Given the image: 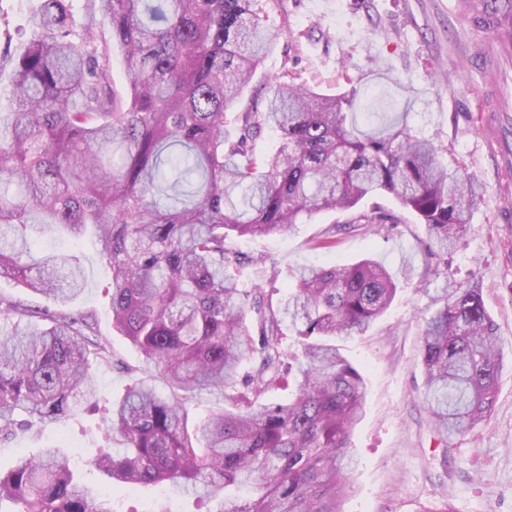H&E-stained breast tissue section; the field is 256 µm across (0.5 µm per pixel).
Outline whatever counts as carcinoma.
<instances>
[{"instance_id":"cac0c4a2","label":"carcinoma","mask_w":512,"mask_h":512,"mask_svg":"<svg viewBox=\"0 0 512 512\" xmlns=\"http://www.w3.org/2000/svg\"><path fill=\"white\" fill-rule=\"evenodd\" d=\"M40 32L14 71V106L0 124V277L60 304L45 326L0 332V437L54 423L83 404L103 409L106 447L90 464L119 486L168 482L213 512H342L348 432L366 380L337 345L391 306L393 275L363 258L299 268L278 301L244 287L238 269L264 263L231 237L291 231L313 214L345 216L336 235L424 225L435 260L427 284L466 232L475 191L441 149L395 121L376 133L348 123L357 90L326 94L270 80L264 110L226 111L279 33L257 0H87L82 36L68 0H42ZM123 51L125 99L112 90L109 45ZM282 146L259 154L264 130ZM392 197L399 210L379 199ZM91 234L111 277L112 328L140 353L127 362L90 312H71L85 284L67 254L32 259L28 232ZM425 321L421 363L429 413L443 439L472 431L493 408L502 366L482 288H444ZM33 316L0 293V321ZM288 320L296 350L283 346ZM131 378L100 407L89 361ZM170 387L161 396L145 373ZM286 388L288 402L264 403ZM222 405L189 420L202 393ZM18 512H112L76 480L68 456L47 448L0 473V503Z\"/></svg>"}]
</instances>
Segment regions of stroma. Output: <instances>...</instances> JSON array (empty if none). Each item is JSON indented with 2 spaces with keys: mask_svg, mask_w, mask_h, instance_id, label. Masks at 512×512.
<instances>
[{
  "mask_svg": "<svg viewBox=\"0 0 512 512\" xmlns=\"http://www.w3.org/2000/svg\"><path fill=\"white\" fill-rule=\"evenodd\" d=\"M41 0H0V117L12 105L13 62L37 38L31 17ZM274 26H287L254 76V84L290 72L296 82L326 92L357 89L356 112L408 111L414 134L432 140L449 167H461L476 188L467 234L448 257V272L429 289L404 279L406 267L422 271L424 228L399 225L393 235L361 232L337 235L321 249L316 241L340 216L320 212L290 232L269 238H236L239 251L261 254L265 265L248 266L240 278L284 295L290 273L303 264H346L371 255L400 278L387 312L363 334L341 340L342 353L364 373L365 413L349 435L356 459L343 512H432L448 504L452 512H512V228L495 223V208L512 205L501 196V176L484 144L477 114L484 97L480 73L470 58L480 48L454 0H282L270 8ZM35 255H76L86 276L83 294L71 305L95 316L101 335L130 363L138 352L112 330L108 271L91 238L74 241L52 231L37 235ZM277 280H270V270ZM478 279L503 352L499 389L491 416L463 436L442 439L423 402L421 330L436 310L445 285L464 286ZM104 425L96 414L78 411L64 421L37 426L0 440V471L22 454L36 456L56 447L68 455L75 472L108 493L114 512H198V504L159 484L118 490L93 470L89 458L102 443Z\"/></svg>",
  "mask_w": 512,
  "mask_h": 512,
  "instance_id": "stroma-1",
  "label": "stroma"
}]
</instances>
